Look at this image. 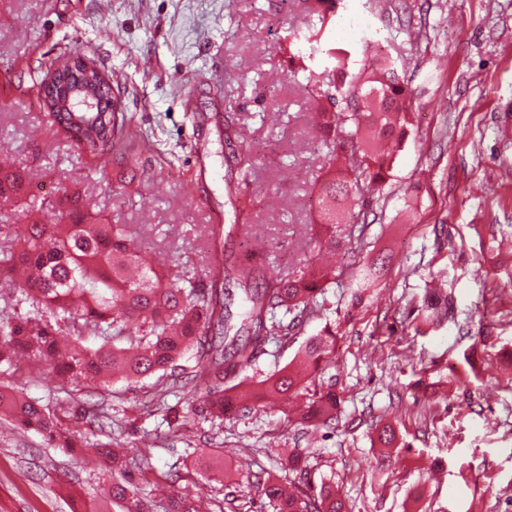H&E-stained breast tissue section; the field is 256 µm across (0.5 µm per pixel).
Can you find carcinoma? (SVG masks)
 I'll use <instances>...</instances> for the list:
<instances>
[{"label":"carcinoma","instance_id":"obj_1","mask_svg":"<svg viewBox=\"0 0 512 512\" xmlns=\"http://www.w3.org/2000/svg\"><path fill=\"white\" fill-rule=\"evenodd\" d=\"M332 66L308 71L302 91L313 103V127L327 148L328 171L318 196L317 216L325 239L313 248H336L363 231L369 212L365 185L343 175L348 163L358 164L375 185L389 175L413 126L409 91L395 63L383 61L365 74L347 69L350 51H326ZM63 122L78 145L106 158L121 144L131 119L112 113V130L103 126L100 112H49ZM228 145L242 176L254 159L244 136L228 135ZM26 175L0 164V202L13 207L16 224H0V284L17 289L16 305L29 310L0 316V362L23 359L41 375L53 374L63 387L93 384L106 389L119 377L138 383L155 376L151 400L164 401L167 382L185 390L188 410L194 396L205 390L207 413L223 419L229 411L249 413L262 396L287 401L304 400L298 424L309 429L329 427L336 420L340 399L333 387L316 384L321 364L331 361L336 333L326 330L309 338L288 365L252 383L242 376L257 350L269 340L291 339L305 320L319 311L318 294L336 282V267L306 260L299 273L256 274L253 265L236 266L234 283L240 290L218 287L214 258L208 270L211 286L171 265L146 263L129 246V233L100 213L71 207L63 201L36 206L24 197ZM44 209L56 211L57 221L44 224ZM239 304V309L232 306ZM283 317H278V312ZM425 319L453 317L452 298L430 292L424 299ZM96 345H86L88 338ZM193 354L197 364L182 371L180 361ZM85 404L70 402L51 407L38 398H24L14 388L0 385V414L20 427L33 429L57 448L78 447L65 419L85 417ZM96 458L112 469L109 499L121 512H151L123 467V457L112 442L97 444ZM265 502L272 512H348L336 488L313 484L307 457L288 455V484L269 477L262 482ZM166 512H202V500L174 493Z\"/></svg>","mask_w":512,"mask_h":512}]
</instances>
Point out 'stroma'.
I'll return each instance as SVG.
<instances>
[{
	"label": "stroma",
	"instance_id": "35a3bbf8",
	"mask_svg": "<svg viewBox=\"0 0 512 512\" xmlns=\"http://www.w3.org/2000/svg\"><path fill=\"white\" fill-rule=\"evenodd\" d=\"M350 47L354 69L371 45L403 65L415 125L382 191L360 253L335 252L342 277L294 340L268 343L247 368L287 365L310 336L336 333L334 363L320 380L340 398L335 425L304 432L270 403L260 411L189 414L178 391L168 411L145 387L113 383L73 397L104 405L98 428L66 425L85 445L56 448L0 415V512H88L112 477L93 443L126 449L142 492L154 484L204 497L212 512L260 503L257 474L285 477L282 449L308 457L313 483H336L351 512H512V0H341L332 19L304 0H0V147L35 170L28 198L42 202L79 183L91 209L125 225L147 257H164L208 284L209 229L247 223L266 247L265 272L291 273L321 227L316 196L323 156L300 87L296 50ZM121 80V110L153 146L129 170L104 162L51 125L36 87L71 54ZM223 68L213 90L210 75ZM233 123L256 164L227 195L224 128ZM383 262L361 294L360 264ZM455 301V318L426 322L432 277ZM0 384L52 405L71 395L26 361L0 363ZM394 424L400 445L376 435ZM385 465H378V458ZM155 512L167 500L153 493Z\"/></svg>",
	"mask_w": 512,
	"mask_h": 512
}]
</instances>
